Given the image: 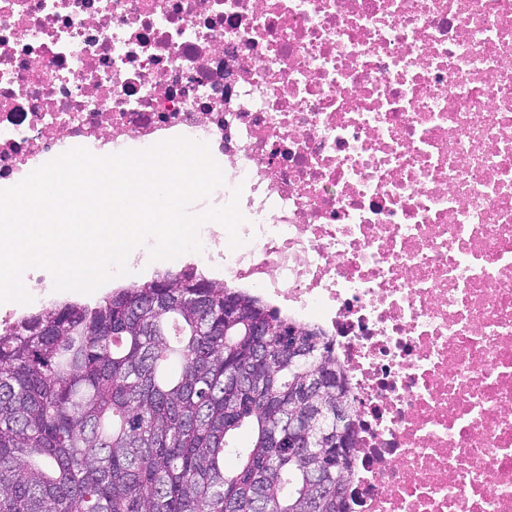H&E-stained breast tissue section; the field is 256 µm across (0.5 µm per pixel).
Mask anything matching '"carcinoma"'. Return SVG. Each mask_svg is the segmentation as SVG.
Segmentation results:
<instances>
[{
    "label": "carcinoma",
    "mask_w": 512,
    "mask_h": 512,
    "mask_svg": "<svg viewBox=\"0 0 512 512\" xmlns=\"http://www.w3.org/2000/svg\"><path fill=\"white\" fill-rule=\"evenodd\" d=\"M255 318L270 335H251ZM292 337L319 349L300 368L326 380L310 402L348 403L321 329L195 269L0 329V512H304L288 447L304 403ZM243 429L247 448L234 443ZM318 436L336 455V419ZM314 512H346L344 500L324 488Z\"/></svg>",
    "instance_id": "cac0c4a2"
}]
</instances>
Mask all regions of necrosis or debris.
Listing matches in <instances>:
<instances>
[{
  "label": "necrosis or debris",
  "instance_id": "obj_1",
  "mask_svg": "<svg viewBox=\"0 0 512 512\" xmlns=\"http://www.w3.org/2000/svg\"><path fill=\"white\" fill-rule=\"evenodd\" d=\"M206 141L195 269L332 340L346 512H512V0H0V188Z\"/></svg>",
  "mask_w": 512,
  "mask_h": 512
}]
</instances>
